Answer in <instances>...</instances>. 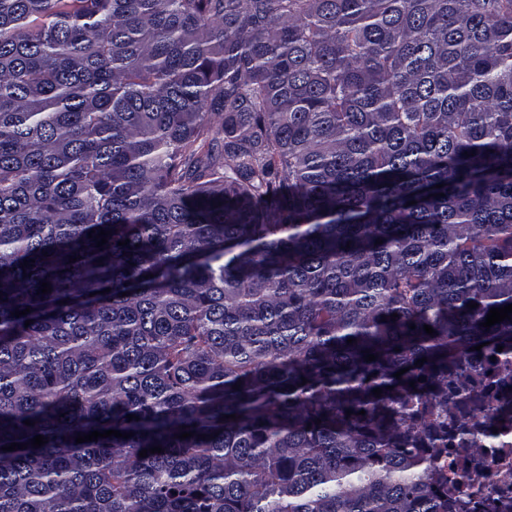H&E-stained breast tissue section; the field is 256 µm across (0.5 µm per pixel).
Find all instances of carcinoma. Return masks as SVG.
Masks as SVG:
<instances>
[{
	"label": "carcinoma",
	"mask_w": 512,
	"mask_h": 512,
	"mask_svg": "<svg viewBox=\"0 0 512 512\" xmlns=\"http://www.w3.org/2000/svg\"><path fill=\"white\" fill-rule=\"evenodd\" d=\"M509 304L512 0H0V512H448Z\"/></svg>",
	"instance_id": "obj_1"
}]
</instances>
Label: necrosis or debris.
Listing matches in <instances>:
<instances>
[{
    "label": "necrosis or debris",
    "mask_w": 512,
    "mask_h": 512,
    "mask_svg": "<svg viewBox=\"0 0 512 512\" xmlns=\"http://www.w3.org/2000/svg\"><path fill=\"white\" fill-rule=\"evenodd\" d=\"M472 387L483 398L474 407L464 397H456L448 416V436L456 438L460 423L470 422L479 429L505 428L507 440L494 448H482L464 456L455 454L434 457L435 470L448 474L467 502V512H512V425L503 426L497 410L503 402L505 386H512V376L503 377L497 362H485L472 375Z\"/></svg>",
    "instance_id": "obj_1"
}]
</instances>
